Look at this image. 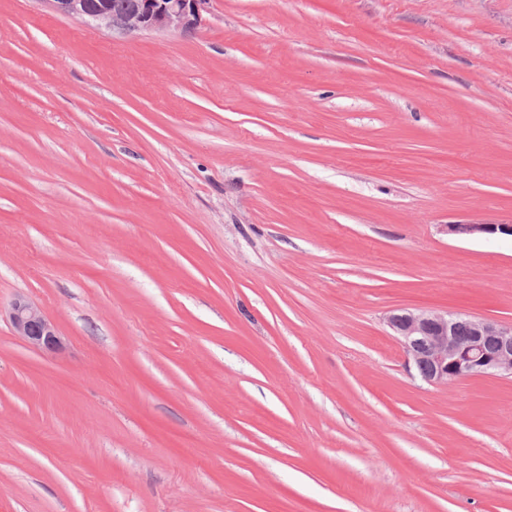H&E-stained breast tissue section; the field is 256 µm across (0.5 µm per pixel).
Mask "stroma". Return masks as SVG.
I'll return each mask as SVG.
<instances>
[{"label": "stroma", "mask_w": 512, "mask_h": 512, "mask_svg": "<svg viewBox=\"0 0 512 512\" xmlns=\"http://www.w3.org/2000/svg\"><path fill=\"white\" fill-rule=\"evenodd\" d=\"M501 223L512 0H0V512H512V377L386 323L512 322ZM55 13L93 23L112 35L132 37L147 32H196L209 0H46ZM448 235L458 238H473L479 236H510L511 224H450L447 225ZM14 332L27 345L42 352H56L62 346L54 324L33 303L19 298L11 306ZM387 324L429 383L477 376L512 377V323L434 310L395 309ZM466 327L461 334L459 327ZM489 343L492 347L489 348Z\"/></svg>", "instance_id": "1"}]
</instances>
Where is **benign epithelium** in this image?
Instances as JSON below:
<instances>
[{
    "label": "benign epithelium",
    "mask_w": 512,
    "mask_h": 512,
    "mask_svg": "<svg viewBox=\"0 0 512 512\" xmlns=\"http://www.w3.org/2000/svg\"><path fill=\"white\" fill-rule=\"evenodd\" d=\"M55 13L104 27L120 37L147 32H196L209 0H47ZM458 238L510 236L511 224H449ZM14 332L42 352L62 346L54 324L33 303L19 298L11 306ZM387 324L399 337L408 360L429 383L449 384L477 376L512 377V323L434 310L395 309Z\"/></svg>",
    "instance_id": "1"
}]
</instances>
